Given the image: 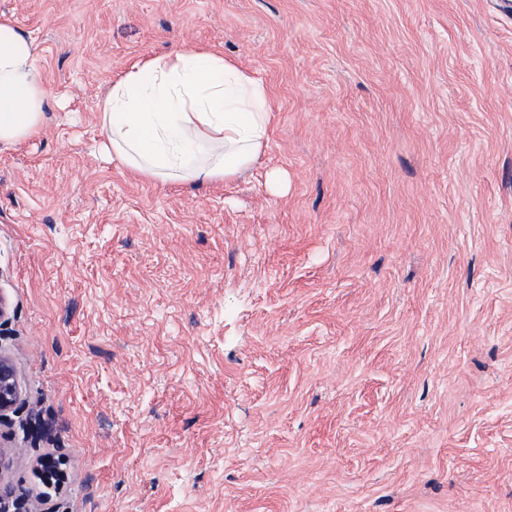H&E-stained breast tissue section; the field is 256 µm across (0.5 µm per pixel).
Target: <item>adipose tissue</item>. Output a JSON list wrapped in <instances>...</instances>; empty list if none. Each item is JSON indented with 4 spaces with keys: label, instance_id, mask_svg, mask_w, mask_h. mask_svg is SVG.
Masks as SVG:
<instances>
[{
    "label": "adipose tissue",
    "instance_id": "obj_1",
    "mask_svg": "<svg viewBox=\"0 0 512 512\" xmlns=\"http://www.w3.org/2000/svg\"><path fill=\"white\" fill-rule=\"evenodd\" d=\"M48 108L36 42L0 18V147L37 135ZM96 110L113 158L162 183L234 179L268 141L266 85L212 50L180 48L133 62Z\"/></svg>",
    "mask_w": 512,
    "mask_h": 512
}]
</instances>
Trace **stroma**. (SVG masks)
<instances>
[{
    "label": "stroma",
    "instance_id": "stroma-1",
    "mask_svg": "<svg viewBox=\"0 0 512 512\" xmlns=\"http://www.w3.org/2000/svg\"><path fill=\"white\" fill-rule=\"evenodd\" d=\"M51 106L0 148V482L48 512H512V0H0ZM193 46L259 162L133 176L95 102ZM286 183L274 191L270 173ZM19 394L14 368L8 361L0 358V419L16 404Z\"/></svg>",
    "mask_w": 512,
    "mask_h": 512
}]
</instances>
